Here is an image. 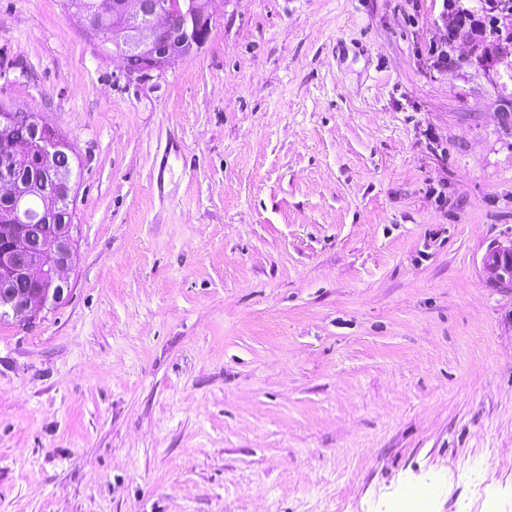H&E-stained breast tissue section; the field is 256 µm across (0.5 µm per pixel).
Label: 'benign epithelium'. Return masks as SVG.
I'll return each instance as SVG.
<instances>
[{"instance_id": "1", "label": "benign epithelium", "mask_w": 512, "mask_h": 512, "mask_svg": "<svg viewBox=\"0 0 512 512\" xmlns=\"http://www.w3.org/2000/svg\"><path fill=\"white\" fill-rule=\"evenodd\" d=\"M210 5L211 0H112V12L123 17L130 35L126 50L113 51L125 57L134 50L143 56L140 67L126 68V76L141 81L204 43L211 28ZM480 8L497 17L495 37L478 48L470 31L453 15L448 18V29L454 33L450 50L463 47L462 60L480 57L479 66L490 74H499L502 65L512 71V0H480ZM18 118L16 112L0 113V149L8 147L0 154V195H10L16 203L12 211L0 214V319L24 324L67 296L64 272L74 260L77 226L48 217L41 224L29 223L24 204L31 197L46 202L50 211L65 208L73 167L61 162L67 152L65 141L33 114L28 118L29 138L12 141L10 131ZM21 158L46 168L51 181L15 184L14 169ZM483 266L489 286L512 291V241L489 247Z\"/></svg>"}]
</instances>
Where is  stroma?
<instances>
[{
    "instance_id": "35a3bbf8",
    "label": "stroma",
    "mask_w": 512,
    "mask_h": 512,
    "mask_svg": "<svg viewBox=\"0 0 512 512\" xmlns=\"http://www.w3.org/2000/svg\"><path fill=\"white\" fill-rule=\"evenodd\" d=\"M478 0H213L144 82L0 0V102L73 144L66 302L0 320V512H512V76ZM480 8L497 17L498 28L495 37L478 49L470 31L459 19L452 15L448 18V29L454 33L450 50L454 52L462 46L465 52L460 54L461 60L481 56L478 65L489 74H499V67L505 65L512 71V1L511 0H480ZM469 59V60H470ZM483 266L489 286L512 291V240L507 245L497 243L489 247Z\"/></svg>"
}]
</instances>
